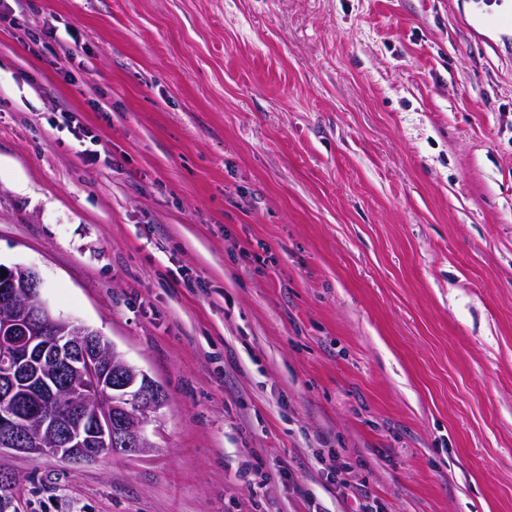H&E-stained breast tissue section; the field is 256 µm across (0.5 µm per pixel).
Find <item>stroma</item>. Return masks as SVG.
Wrapping results in <instances>:
<instances>
[{"label":"stroma","instance_id":"obj_1","mask_svg":"<svg viewBox=\"0 0 512 512\" xmlns=\"http://www.w3.org/2000/svg\"><path fill=\"white\" fill-rule=\"evenodd\" d=\"M0 264L167 394L20 512H512V0H0ZM336 487L341 497L354 498L356 509L352 510L353 512H381V503L364 483H353L349 477H342L336 473Z\"/></svg>","mask_w":512,"mask_h":512}]
</instances>
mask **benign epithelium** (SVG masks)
I'll return each mask as SVG.
<instances>
[{
	"mask_svg": "<svg viewBox=\"0 0 512 512\" xmlns=\"http://www.w3.org/2000/svg\"><path fill=\"white\" fill-rule=\"evenodd\" d=\"M6 275L21 281L24 293L0 290V303L11 310L10 317L0 321V357L9 368L0 379V401L11 404L0 413V453L53 454L81 464L98 459V441L130 456L155 451L145 425L157 422L167 402L162 391L126 361L123 370L112 371L107 357L118 352L110 350L97 331L54 314L42 297L38 271L16 265ZM46 365L56 368L58 379L45 386L34 383L31 369ZM74 371L106 397L102 410L63 403V388ZM19 383L31 385L44 399L23 405L16 394Z\"/></svg>",
	"mask_w": 512,
	"mask_h": 512,
	"instance_id": "benign-epithelium-1",
	"label": "benign epithelium"
}]
</instances>
